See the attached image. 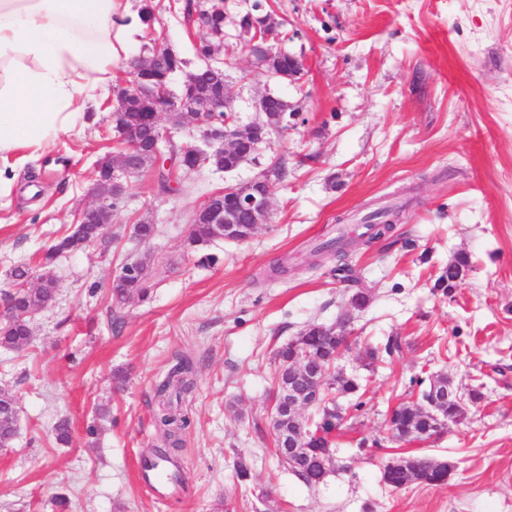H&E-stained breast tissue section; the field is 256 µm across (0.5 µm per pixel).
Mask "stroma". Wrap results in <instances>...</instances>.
Instances as JSON below:
<instances>
[{"label": "stroma", "instance_id": "35a3bbf8", "mask_svg": "<svg viewBox=\"0 0 512 512\" xmlns=\"http://www.w3.org/2000/svg\"><path fill=\"white\" fill-rule=\"evenodd\" d=\"M186 0H151L152 28L113 35L122 54L107 94L88 104L82 133L0 158V293L11 269L42 252L93 204L95 163L123 145L112 119L125 56L168 45L186 71L203 36ZM224 91L239 124L280 96L299 119L225 173L205 166L160 192L153 172L129 178L110 246L61 254L49 271L55 303L31 320L25 348H0V388L19 432L0 448V512H512V0H224ZM272 14L268 43L297 57V82L254 72L239 40L244 15ZM271 214L247 241L190 245L196 209L276 161ZM37 180H29V173ZM398 205L397 244H365L362 217ZM151 240L133 234L140 221ZM345 228L369 302L316 262L314 248ZM471 266L449 293L434 290L457 254ZM286 277L268 280L277 260ZM146 265L147 299L113 301L125 263ZM353 314L360 339L342 362L365 389L346 418L324 481L308 486L279 465L270 425L274 351L310 322ZM401 337L392 361L366 368L365 345ZM193 363L185 402L181 481L167 498L138 471L157 442L155 385L179 357ZM125 383H117L116 374ZM448 375L480 400L437 438L406 443L387 414L412 401L411 378ZM72 441L57 443L60 419ZM96 434H88V426ZM452 463L445 484L394 490L385 463L403 451ZM245 460L250 477L238 482Z\"/></svg>", "mask_w": 512, "mask_h": 512}]
</instances>
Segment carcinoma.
I'll return each instance as SVG.
<instances>
[{
  "label": "carcinoma",
  "mask_w": 512,
  "mask_h": 512,
  "mask_svg": "<svg viewBox=\"0 0 512 512\" xmlns=\"http://www.w3.org/2000/svg\"><path fill=\"white\" fill-rule=\"evenodd\" d=\"M270 16L254 20L246 15L239 21L240 30L252 36L264 33L268 26ZM184 61L177 53L170 54L166 66L161 71L151 75L154 83L165 88L170 86L172 76L182 71ZM263 70H271L277 74V78L288 80V55L278 53L270 63L261 65ZM214 133L224 136V122L227 119L224 104L220 98H215V112L210 115ZM162 163L169 164L167 171H159L158 181L160 186L170 189V174L176 168L178 161L183 155V148L172 142L161 145ZM129 164L137 170L154 165L151 156L150 138H145L139 151L129 157ZM385 214L373 210L365 217L370 228L374 229L370 239L381 240L389 238L394 231V225L383 223ZM103 230L101 224L84 225V235L77 238L66 234L56 244V247L67 252L81 248L82 243L88 238L100 235ZM316 250L330 255L336 260V267L332 269L335 275L341 277V281L350 285H358L359 280L352 266L351 255L336 247V240L330 239L316 247ZM470 261L465 255H458L448 263V267L436 279L437 288H454L457 286L461 274L469 267ZM127 275L113 280L109 284L111 298L118 303L126 301L129 294L144 296L147 294L146 274L144 263L136 261L123 266ZM29 273L24 266H17L11 272L15 292L8 293L3 298L4 320L0 323V347L4 349H17L29 343L28 330L21 320V316L31 307L42 303L50 305L57 296V283L53 279L43 280L35 288L23 287V278ZM339 344V340L331 338L323 330V324L312 322L308 324L297 336L279 348L276 353L278 363L291 358L295 353H306L310 356L308 362L311 371L315 372L319 367L331 368V359ZM403 349L400 337L390 336L381 346L365 347L366 366L373 367L377 363H383L393 359ZM193 368L190 361L181 358L170 368L165 379L156 388L158 399V411L155 414V423L159 432L160 445L150 449L149 455L144 463L155 465L165 464L169 469V475L175 477L181 470V435L189 427V417L183 413L180 404L184 396L191 393L194 382L192 379ZM442 383L452 386L448 377L443 375L431 376L427 379L413 378L410 386L418 390V400L408 402L394 407L389 414V427L394 437L399 440L405 438L418 439L425 436L428 429V415L423 410L427 393L431 390L432 384ZM361 385L356 378L346 377L340 373L330 377L326 387L321 392L323 408L331 409L334 401L332 394L339 392L343 395H355L359 392ZM16 404L13 394L0 389V448L8 447L15 436V423L11 415V409ZM339 414H328L319 418L322 422V429L315 432L307 422H301V430L307 447L315 449L313 459L307 466L294 470V475L308 486H316L323 482L329 466L333 462L330 448L331 437L337 430L336 424L341 422ZM410 463L404 468H395L383 473V479L388 486L399 489L411 483L424 485H441L448 477V466L445 462L436 459L428 454H412L409 456Z\"/></svg>",
  "instance_id": "obj_1"
}]
</instances>
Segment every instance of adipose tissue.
<instances>
[{
	"label": "adipose tissue",
	"mask_w": 512,
	"mask_h": 512,
	"mask_svg": "<svg viewBox=\"0 0 512 512\" xmlns=\"http://www.w3.org/2000/svg\"><path fill=\"white\" fill-rule=\"evenodd\" d=\"M142 25L117 0H0V156L84 129L114 28Z\"/></svg>",
	"instance_id": "ef3b65f1"
}]
</instances>
